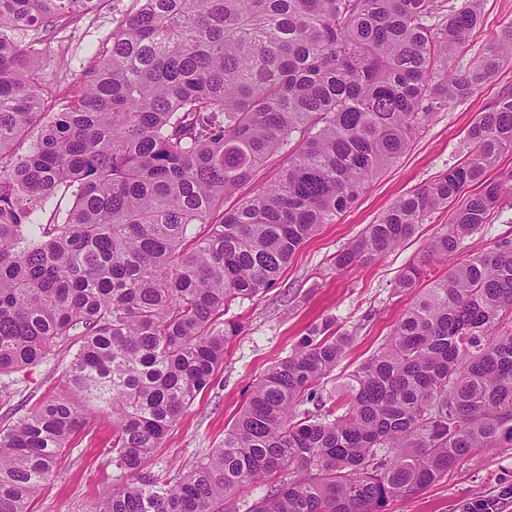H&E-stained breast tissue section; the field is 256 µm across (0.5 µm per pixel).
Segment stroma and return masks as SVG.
Segmentation results:
<instances>
[{"mask_svg": "<svg viewBox=\"0 0 512 512\" xmlns=\"http://www.w3.org/2000/svg\"><path fill=\"white\" fill-rule=\"evenodd\" d=\"M134 7V0H100L66 29L45 34L38 65L48 102L60 101L83 79L91 53L110 43L118 19ZM510 23L512 0H483L482 25L469 42L468 55L483 51ZM510 91L512 63L470 99L450 103L436 113L408 150L373 178L351 208L306 242L264 295L232 307L244 329L230 343L212 386L197 396L166 434L150 461L153 470L182 475L210 449L220 447L250 385L290 354L312 322L334 318L337 329L351 338L327 384L331 392L384 342L408 304L407 297L397 292L396 280L407 265L419 259L440 225L447 223V210L432 214L412 238L367 266L337 269V254L398 198L461 162L469 127L489 103ZM506 239L512 241L510 208L494 213L489 224L469 236L457 257L465 259ZM69 358L68 352L59 351L38 364L0 376V428L13 424L58 385ZM110 441L111 420L106 416L77 434L52 477L31 501V512H84L91 501L111 494L117 482L108 451ZM511 487L512 448L478 449L421 492L394 498L387 512H465L466 506L483 500L496 502L497 512H512V497L503 494Z\"/></svg>", "mask_w": 512, "mask_h": 512, "instance_id": "stroma-1", "label": "stroma"}]
</instances>
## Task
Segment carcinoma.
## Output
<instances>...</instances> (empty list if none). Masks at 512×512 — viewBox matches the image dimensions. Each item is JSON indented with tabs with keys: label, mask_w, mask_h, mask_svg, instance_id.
<instances>
[{
	"label": "carcinoma",
	"mask_w": 512,
	"mask_h": 512,
	"mask_svg": "<svg viewBox=\"0 0 512 512\" xmlns=\"http://www.w3.org/2000/svg\"><path fill=\"white\" fill-rule=\"evenodd\" d=\"M93 2L0 0V374L75 349L59 388L0 430V512H29L107 411L121 485L86 512H385L474 449L511 448L512 242L437 271L512 197L511 172L489 176L512 154L508 92L462 162L336 255L368 265L456 203L341 397L324 380L350 337L327 318L251 385L224 445L178 478L144 467L241 332L232 305L512 61V23L466 61L481 0H135L48 112L30 33ZM278 152L277 177L224 211Z\"/></svg>",
	"instance_id": "1"
}]
</instances>
